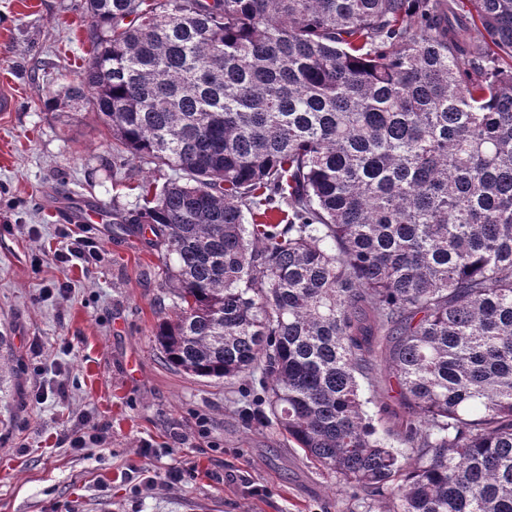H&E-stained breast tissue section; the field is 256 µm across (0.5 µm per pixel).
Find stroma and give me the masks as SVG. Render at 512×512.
Returning a JSON list of instances; mask_svg holds the SVG:
<instances>
[{"mask_svg": "<svg viewBox=\"0 0 512 512\" xmlns=\"http://www.w3.org/2000/svg\"><path fill=\"white\" fill-rule=\"evenodd\" d=\"M90 30L84 0H0V87L15 98L0 112V327L22 359L0 426V512H383L246 417L258 381L165 360L153 337L172 309L160 252L64 219L79 203L133 208L142 181L166 180L144 159L113 168L100 124L47 106L49 90L78 81ZM70 236L96 241L98 260L59 267ZM36 363L64 394L38 398ZM79 429L98 443L70 447Z\"/></svg>", "mask_w": 512, "mask_h": 512, "instance_id": "obj_1", "label": "stroma"}]
</instances>
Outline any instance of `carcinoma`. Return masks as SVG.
Instances as JSON below:
<instances>
[{
    "mask_svg": "<svg viewBox=\"0 0 512 512\" xmlns=\"http://www.w3.org/2000/svg\"><path fill=\"white\" fill-rule=\"evenodd\" d=\"M86 11L47 105L170 171L112 211L164 256L166 361L260 374L250 417L386 512H512V0Z\"/></svg>",
    "mask_w": 512,
    "mask_h": 512,
    "instance_id": "cac0c4a2",
    "label": "carcinoma"
}]
</instances>
